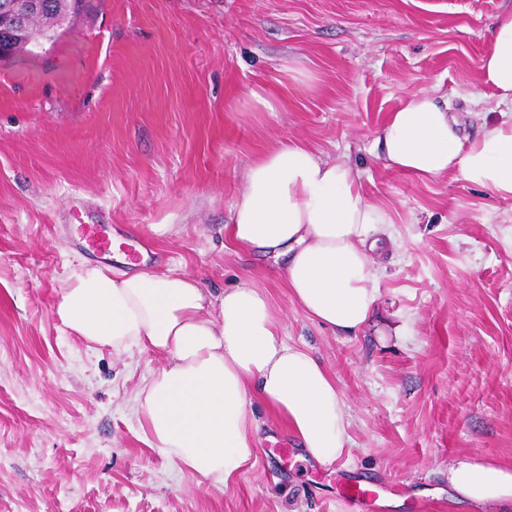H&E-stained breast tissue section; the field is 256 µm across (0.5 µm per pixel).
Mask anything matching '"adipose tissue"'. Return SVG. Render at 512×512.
<instances>
[{
	"label": "adipose tissue",
	"instance_id": "obj_1",
	"mask_svg": "<svg viewBox=\"0 0 512 512\" xmlns=\"http://www.w3.org/2000/svg\"><path fill=\"white\" fill-rule=\"evenodd\" d=\"M479 71L498 121L471 136L447 105L411 93L377 131L386 167L423 182L455 174L512 199V14L494 27ZM391 223L349 163L288 138L246 168L224 238L228 248L284 259L291 299L333 333L353 336L374 312L375 256ZM55 313L93 344L166 357L135 396L146 440L213 485L232 482L256 455L254 397L317 462L349 452L341 391L305 346L284 338L266 293L251 281L215 294L178 271L127 273L85 262L59 290ZM448 484L473 503L512 504L510 468L460 459L448 468Z\"/></svg>",
	"mask_w": 512,
	"mask_h": 512
}]
</instances>
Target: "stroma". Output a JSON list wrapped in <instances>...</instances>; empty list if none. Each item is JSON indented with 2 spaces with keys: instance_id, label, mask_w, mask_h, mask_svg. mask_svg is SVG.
Returning a JSON list of instances; mask_svg holds the SVG:
<instances>
[{
  "instance_id": "obj_1",
  "label": "stroma",
  "mask_w": 512,
  "mask_h": 512,
  "mask_svg": "<svg viewBox=\"0 0 512 512\" xmlns=\"http://www.w3.org/2000/svg\"><path fill=\"white\" fill-rule=\"evenodd\" d=\"M92 4L54 44L0 60V512H477L448 467H512V201L390 170L375 134L414 91L476 133L478 64L512 0ZM258 84L277 111H247ZM288 137L349 161L393 219L356 335L293 303L281 264L224 245L247 165ZM92 224L119 248L89 246ZM85 260L215 293L253 278L335 378L349 455L317 463L255 399L256 459L233 482L177 472L135 402L164 357L97 346L54 314ZM356 478L388 489L345 504Z\"/></svg>"
}]
</instances>
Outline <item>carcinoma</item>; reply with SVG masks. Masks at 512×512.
Listing matches in <instances>:
<instances>
[{"label": "carcinoma", "mask_w": 512, "mask_h": 512, "mask_svg": "<svg viewBox=\"0 0 512 512\" xmlns=\"http://www.w3.org/2000/svg\"><path fill=\"white\" fill-rule=\"evenodd\" d=\"M40 10L31 13L19 30L0 28V45L9 55L32 54L43 44L53 43L64 25L83 12L86 0H40Z\"/></svg>", "instance_id": "carcinoma-1"}]
</instances>
